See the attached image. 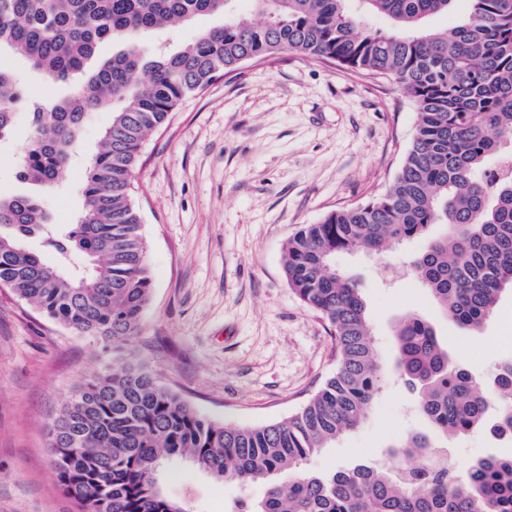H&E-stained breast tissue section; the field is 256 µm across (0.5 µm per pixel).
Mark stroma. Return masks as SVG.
I'll use <instances>...</instances> for the list:
<instances>
[{
    "mask_svg": "<svg viewBox=\"0 0 512 512\" xmlns=\"http://www.w3.org/2000/svg\"><path fill=\"white\" fill-rule=\"evenodd\" d=\"M111 122L108 107L89 115L62 184L43 193L55 222L81 211L87 162ZM415 123L413 103L392 82L293 52L187 96L145 139L134 174L153 293L126 357L227 425L260 426L299 411L333 370L336 348L325 321L289 288L284 247L303 225L383 193ZM30 136L28 116L18 111L13 137L0 142V193H33L13 168ZM423 247L416 239L380 255L334 257L361 287L384 389L355 429L307 460L308 471L386 466L394 439L430 433L416 392L396 370L402 317L431 320L476 381L512 361V293H502L479 333L462 336L412 272ZM113 360L94 339L0 287V512H74L52 478L47 426L74 386ZM491 455L512 456V440L483 430L448 444L461 469ZM160 483L194 512L255 503L266 490L262 482L214 480L180 460L164 466Z\"/></svg>",
    "mask_w": 512,
    "mask_h": 512,
    "instance_id": "obj_1",
    "label": "stroma"
}]
</instances>
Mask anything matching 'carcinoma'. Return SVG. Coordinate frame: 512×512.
I'll use <instances>...</instances> for the list:
<instances>
[{
  "label": "carcinoma",
  "mask_w": 512,
  "mask_h": 512,
  "mask_svg": "<svg viewBox=\"0 0 512 512\" xmlns=\"http://www.w3.org/2000/svg\"><path fill=\"white\" fill-rule=\"evenodd\" d=\"M233 0H0V51L55 81L81 77L75 97L47 106L0 65V138L15 111L32 137L17 178L56 185L87 116L113 111L80 191L82 212L54 223L42 199L0 195V286L105 351L139 335L153 280L132 198L145 138L188 95L247 63L284 51L386 78L413 101L417 121L388 189L328 213L288 240L283 267L299 299L330 326L336 368L297 413L252 427L198 413L148 367L123 361L84 378L51 420V472L76 512H192L159 483L180 457L216 480L269 481L256 504L229 512H512V457L489 456L459 471L435 463L448 440L487 424L492 406L419 315L396 330L397 366L419 389L433 433H409L390 451L396 465L323 476L304 469L363 418L382 386L359 284L331 265L358 249L383 253L427 238L412 268L450 322L469 335L512 290V0H469L450 29L429 27L455 0H254L262 20L230 13ZM212 14L224 23L177 52L152 54L145 36ZM373 15L391 19L382 31ZM122 48L92 69L98 46ZM434 224L447 226L427 236ZM40 240V249L28 246ZM496 432L512 430V363L493 373ZM288 475V481L278 477Z\"/></svg>",
  "instance_id": "1"
}]
</instances>
